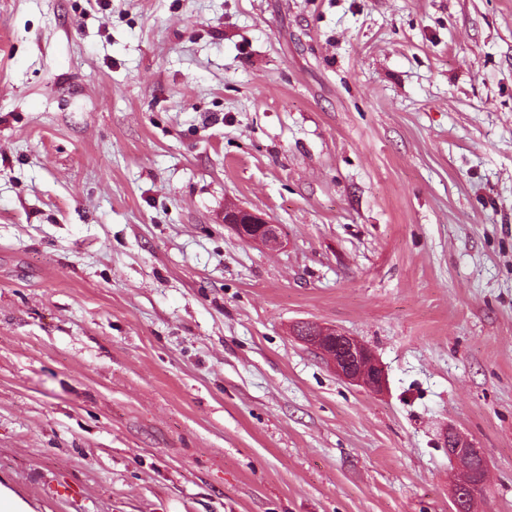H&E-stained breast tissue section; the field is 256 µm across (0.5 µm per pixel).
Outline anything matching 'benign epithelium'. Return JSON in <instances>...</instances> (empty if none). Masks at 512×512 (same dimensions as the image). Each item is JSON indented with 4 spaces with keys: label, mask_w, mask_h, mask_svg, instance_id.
<instances>
[{
    "label": "benign epithelium",
    "mask_w": 512,
    "mask_h": 512,
    "mask_svg": "<svg viewBox=\"0 0 512 512\" xmlns=\"http://www.w3.org/2000/svg\"><path fill=\"white\" fill-rule=\"evenodd\" d=\"M224 223L230 225L236 234L250 243L270 247L280 245V236L275 225L268 223L261 215L243 207H229L224 211ZM308 344L320 350L336 373L344 380L377 390L385 383V372L374 359L371 351L357 339L346 333L328 327H317ZM479 449L471 446L457 432L448 431V456L454 462L459 477L452 489V499L464 497L467 512L474 510L477 494L485 476L473 479L463 467L462 459Z\"/></svg>",
    "instance_id": "benign-epithelium-1"
}]
</instances>
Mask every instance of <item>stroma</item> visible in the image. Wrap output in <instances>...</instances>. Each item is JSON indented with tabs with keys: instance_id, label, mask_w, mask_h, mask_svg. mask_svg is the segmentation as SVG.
<instances>
[{
	"instance_id": "1",
	"label": "stroma",
	"mask_w": 512,
	"mask_h": 512,
	"mask_svg": "<svg viewBox=\"0 0 512 512\" xmlns=\"http://www.w3.org/2000/svg\"><path fill=\"white\" fill-rule=\"evenodd\" d=\"M452 429L512 512V0H0V483L452 512ZM224 222L229 224L244 241L270 247L279 246L281 243L276 226L269 224L261 215L247 208H226ZM308 344L320 350L344 380L377 390L385 383V372L371 351L346 333L318 325ZM336 343V349L333 344Z\"/></svg>"
}]
</instances>
